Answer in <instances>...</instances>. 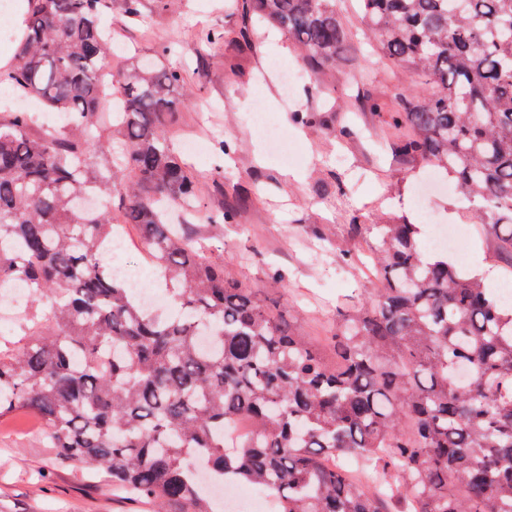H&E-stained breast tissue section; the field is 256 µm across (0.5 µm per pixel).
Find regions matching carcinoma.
I'll list each match as a JSON object with an SVG mask.
<instances>
[{
    "instance_id": "obj_1",
    "label": "carcinoma",
    "mask_w": 512,
    "mask_h": 512,
    "mask_svg": "<svg viewBox=\"0 0 512 512\" xmlns=\"http://www.w3.org/2000/svg\"><path fill=\"white\" fill-rule=\"evenodd\" d=\"M0 86L65 122L0 109V284L29 287L0 336V419L44 422L58 459L86 463L153 512H216L192 453L226 489L265 492L279 512H512V307L417 225L379 224L380 287L336 333L328 365L197 247L193 176L167 127L180 70L112 74L121 168H91L111 0H26ZM383 53L429 88L398 97L404 154L442 169L512 251V0H359ZM245 19L287 34L313 72L348 41L335 0H239ZM115 192L160 276L149 306L110 266L112 219L76 197ZM467 366L462 380L457 369ZM256 427L230 444L224 427Z\"/></svg>"
}]
</instances>
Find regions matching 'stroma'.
<instances>
[{
  "label": "stroma",
  "instance_id": "1",
  "mask_svg": "<svg viewBox=\"0 0 512 512\" xmlns=\"http://www.w3.org/2000/svg\"><path fill=\"white\" fill-rule=\"evenodd\" d=\"M351 47L336 66L298 84L283 102L271 63L303 69L288 40L259 24H244L233 0H180L165 10L142 0L130 22L124 0L106 15L112 31L113 69L154 61L180 69L191 92L168 134L183 150L204 214L231 204L237 223L224 227L218 260L225 278L253 289L330 353L338 310L369 301L378 287L374 259L377 224L437 223L461 228L466 247L512 289V256L502 253L490 227L474 221V206L455 193L430 194L419 208L414 194L433 166L399 151L412 129L395 122L396 94L420 82L379 52L359 18L357 0H336ZM249 44L237 41L241 26ZM223 30L215 44L201 32ZM170 55H163V48ZM262 98L272 124L286 130L301 155L289 166L271 151L252 120V100ZM201 141L190 152L186 143ZM230 142L221 154V142ZM0 512H144L112 494L95 472L63 463L29 416L0 423Z\"/></svg>",
  "mask_w": 512,
  "mask_h": 512
}]
</instances>
